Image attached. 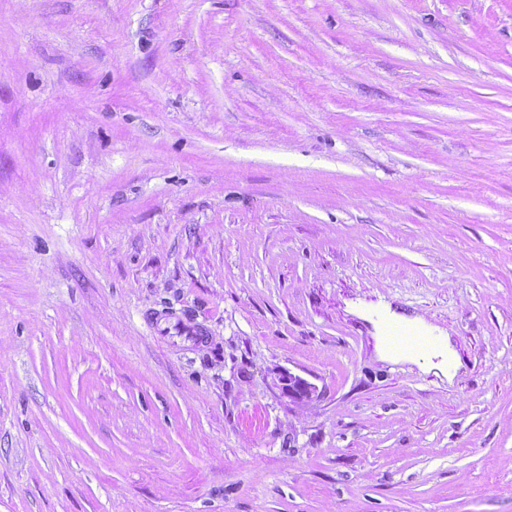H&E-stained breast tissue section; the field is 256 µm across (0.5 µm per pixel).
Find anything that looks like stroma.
<instances>
[{
	"label": "stroma",
	"mask_w": 512,
	"mask_h": 512,
	"mask_svg": "<svg viewBox=\"0 0 512 512\" xmlns=\"http://www.w3.org/2000/svg\"><path fill=\"white\" fill-rule=\"evenodd\" d=\"M0 512H512V0H0ZM279 382L282 393L294 401L311 399L317 393L315 385L289 371L280 375Z\"/></svg>",
	"instance_id": "35a3bbf8"
}]
</instances>
